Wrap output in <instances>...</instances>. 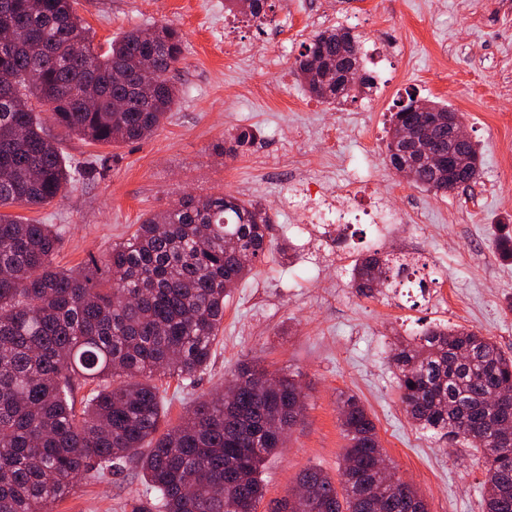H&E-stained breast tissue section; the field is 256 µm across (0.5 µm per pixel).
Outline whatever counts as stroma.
<instances>
[{
    "mask_svg": "<svg viewBox=\"0 0 512 512\" xmlns=\"http://www.w3.org/2000/svg\"><path fill=\"white\" fill-rule=\"evenodd\" d=\"M322 0H267L274 28L262 32L228 11L225 0H79L95 45L134 28L168 24L184 51L168 80L179 99L148 139L92 144L53 127L75 161L109 157L91 180H77L51 205L17 208L38 224L65 229L56 257L83 268L126 238L143 214L184 194H232L261 201L272 224V251L227 298L212 361L190 380L164 378V411L178 425L189 403L219 394L238 364L258 360L294 375L305 393L299 421L263 470L258 512H273L298 475L317 467L337 475L348 444L340 400L355 396L373 420L384 455L428 504L429 512H483L488 475L477 451L418 429L400 399L391 350L398 338L438 323L491 338L512 356V262L497 254L502 225H512V0H335L328 24L315 23ZM293 24L279 27L286 6ZM365 39L369 68L383 37L403 47L369 104L334 105L311 96L294 63L322 27ZM448 103L460 115L483 162L477 183L447 195L413 188L398 199L400 175L389 162L385 130L408 97ZM240 126L258 130L250 151L220 152ZM321 177L349 211L346 230L328 239L293 204L299 176ZM400 201L406 220L377 239L368 211ZM414 248L422 262L397 292L365 297L351 271L362 255ZM440 273L437 297L422 298L416 279ZM53 512H157L135 465L83 479Z\"/></svg>",
    "mask_w": 512,
    "mask_h": 512,
    "instance_id": "35a3bbf8",
    "label": "stroma"
}]
</instances>
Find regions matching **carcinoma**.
<instances>
[{
	"label": "carcinoma",
	"instance_id": "obj_1",
	"mask_svg": "<svg viewBox=\"0 0 512 512\" xmlns=\"http://www.w3.org/2000/svg\"><path fill=\"white\" fill-rule=\"evenodd\" d=\"M239 13L265 18V0H228ZM78 0H0V29L23 32L0 42V512H52L74 483L94 471L140 466L160 512H251L264 497L261 468L281 448L301 414L304 393L292 375L243 363L229 381L231 395L198 398L188 416L161 429L160 377L190 379L210 365L224 321V299L271 249V216L260 203L231 195L184 196L146 214L136 230L103 255L106 277L55 263L65 231L34 224L6 209L54 202L73 181L100 164L71 167L42 113L92 143L150 137L173 111L179 89L166 74L179 63L182 35L161 25L134 29L109 43H93L77 13ZM361 36L349 29L314 35L309 47L324 56L325 79L308 92L344 104L374 88L367 71L351 84L350 64L362 67ZM153 57L155 84H143L140 64ZM126 101L116 111L112 102ZM438 112L409 116L417 139L432 129L433 147L455 153ZM258 137L240 127L224 153L250 150ZM396 170L415 164L413 184L440 194L456 191L421 162L388 152ZM477 147L462 175L479 179ZM236 239L243 260L224 249ZM400 257L375 252L356 261L352 282L372 297L397 285ZM390 277L371 287L372 271ZM401 400L421 429L461 436L481 451L493 484L483 512H512V408L491 403L494 389L512 386V358L491 339L462 326L435 325L395 346L390 359ZM95 388L76 407L75 392ZM343 460L353 463V484L335 482L318 468L299 474L305 491L276 504L275 512H429L424 498L394 472L380 475L382 451L375 425L361 402L342 400Z\"/></svg>",
	"mask_w": 512,
	"mask_h": 512
}]
</instances>
